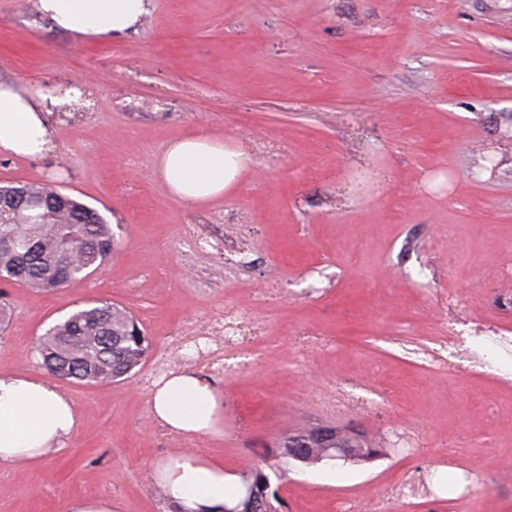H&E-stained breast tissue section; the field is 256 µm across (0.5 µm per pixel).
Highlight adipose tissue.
Segmentation results:
<instances>
[{"instance_id":"1","label":"adipose tissue","mask_w":512,"mask_h":512,"mask_svg":"<svg viewBox=\"0 0 512 512\" xmlns=\"http://www.w3.org/2000/svg\"><path fill=\"white\" fill-rule=\"evenodd\" d=\"M35 6L58 29L92 39L137 30L150 12V0H35ZM45 100L40 90L0 82V153L35 157L49 150L53 131ZM250 164L242 145L201 132L169 143L156 175L173 196L201 207L235 190ZM149 403L155 422L176 435L224 432V397L195 373L173 371L154 382ZM77 425L73 402L54 385L0 372V465L40 462ZM155 475L176 512H221L245 493L240 474L199 451L174 450L156 465Z\"/></svg>"}]
</instances>
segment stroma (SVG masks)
Instances as JSON below:
<instances>
[{
	"label": "stroma",
	"instance_id": "35a3bbf8",
	"mask_svg": "<svg viewBox=\"0 0 512 512\" xmlns=\"http://www.w3.org/2000/svg\"><path fill=\"white\" fill-rule=\"evenodd\" d=\"M0 81L86 91L82 111L52 118L53 152L0 154V185L53 184L119 241L53 293L0 283V371L41 375L36 339L88 301L131 311L151 340L126 380L55 379L79 427L42 461L0 467V512H64L73 497L171 512L153 468L172 450L246 474L322 426L387 453L289 462L288 512H332L339 496L512 512V352L478 372L417 355L449 330L477 349L512 336V0H152L138 31L103 41L55 29L34 0H0ZM196 131L252 153L239 187L204 207L155 174L168 142ZM273 272L283 290L258 301ZM228 302L261 322L260 364L220 346L189 357ZM300 331L340 345L302 358ZM158 363L214 381L223 435L152 420ZM338 383L368 391L371 409L330 399Z\"/></svg>",
	"mask_w": 512,
	"mask_h": 512
}]
</instances>
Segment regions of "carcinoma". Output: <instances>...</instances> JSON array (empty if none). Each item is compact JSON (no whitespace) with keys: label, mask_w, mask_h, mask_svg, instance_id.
<instances>
[{"label":"carcinoma","mask_w":512,"mask_h":512,"mask_svg":"<svg viewBox=\"0 0 512 512\" xmlns=\"http://www.w3.org/2000/svg\"><path fill=\"white\" fill-rule=\"evenodd\" d=\"M0 204L19 209L13 224H0V281L49 293L90 276L115 252L111 225L84 202L49 185L6 184ZM35 354L40 368L64 380L90 384L115 383L131 376L147 360L149 341L141 322L129 311L104 300L88 301L38 337ZM361 449L363 460L378 449L347 432L329 443L313 442L315 450L298 456L279 444L278 461L268 465L281 478V460L306 466L334 461L336 442ZM246 493L232 512H282L283 502L270 491V477L257 469L243 477Z\"/></svg>","instance_id":"cac0c4a2"}]
</instances>
